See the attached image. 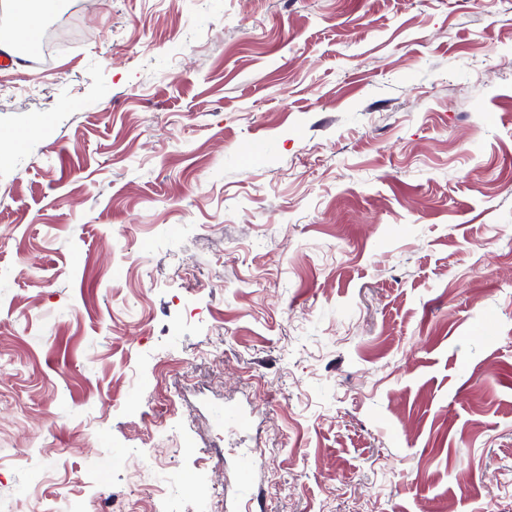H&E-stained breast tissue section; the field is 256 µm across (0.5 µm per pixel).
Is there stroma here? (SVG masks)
Here are the masks:
<instances>
[{
	"instance_id": "stroma-1",
	"label": "stroma",
	"mask_w": 512,
	"mask_h": 512,
	"mask_svg": "<svg viewBox=\"0 0 512 512\" xmlns=\"http://www.w3.org/2000/svg\"><path fill=\"white\" fill-rule=\"evenodd\" d=\"M66 4L0 71V512H512V0Z\"/></svg>"
}]
</instances>
